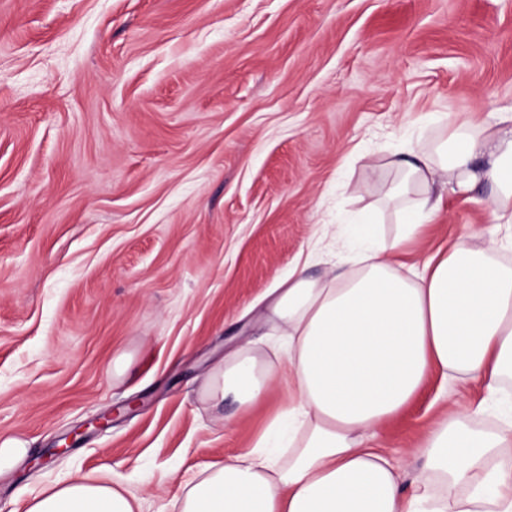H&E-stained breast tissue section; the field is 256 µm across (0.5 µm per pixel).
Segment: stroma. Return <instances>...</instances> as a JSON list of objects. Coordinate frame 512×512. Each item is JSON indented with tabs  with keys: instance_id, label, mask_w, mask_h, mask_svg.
I'll list each match as a JSON object with an SVG mask.
<instances>
[{
	"instance_id": "stroma-1",
	"label": "stroma",
	"mask_w": 512,
	"mask_h": 512,
	"mask_svg": "<svg viewBox=\"0 0 512 512\" xmlns=\"http://www.w3.org/2000/svg\"><path fill=\"white\" fill-rule=\"evenodd\" d=\"M510 110L512 0H0V439L30 447L0 512L108 470L142 512H178L282 407L202 393L246 344L287 368L271 288L330 276L362 210L399 233L369 173L432 149L436 115ZM470 234H505L489 192L443 194L400 260ZM449 389L472 428L512 412L435 374L365 447L417 467Z\"/></svg>"
}]
</instances>
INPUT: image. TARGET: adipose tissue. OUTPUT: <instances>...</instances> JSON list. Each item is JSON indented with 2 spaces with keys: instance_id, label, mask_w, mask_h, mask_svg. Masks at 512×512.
<instances>
[{
  "instance_id": "ef3b65f1",
  "label": "adipose tissue",
  "mask_w": 512,
  "mask_h": 512,
  "mask_svg": "<svg viewBox=\"0 0 512 512\" xmlns=\"http://www.w3.org/2000/svg\"><path fill=\"white\" fill-rule=\"evenodd\" d=\"M388 166L398 236L382 239L361 220L351 232L362 267L325 284L297 267L270 291L288 371L246 347L214 367L206 393L218 404L230 394L250 409L283 374L292 390L253 447L187 483L180 512H512V431L472 428L459 400L417 449L411 487L391 457L363 445L364 433L402 413L433 372L491 392L512 374V263L499 258L497 241L462 239L418 266L398 260L437 213L438 187L489 189L498 219L512 223V113L471 121L437 155L415 152ZM24 512L141 510L111 472L48 486Z\"/></svg>"
}]
</instances>
